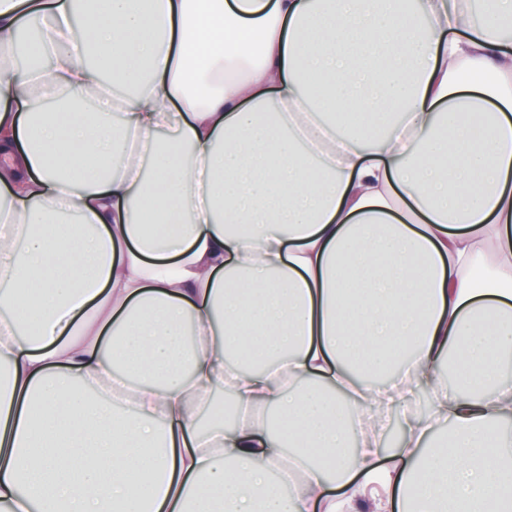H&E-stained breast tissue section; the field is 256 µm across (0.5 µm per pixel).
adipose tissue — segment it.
<instances>
[{
	"label": "adipose tissue",
	"mask_w": 512,
	"mask_h": 512,
	"mask_svg": "<svg viewBox=\"0 0 512 512\" xmlns=\"http://www.w3.org/2000/svg\"><path fill=\"white\" fill-rule=\"evenodd\" d=\"M75 2L0 0V503L512 512V0Z\"/></svg>",
	"instance_id": "adipose-tissue-1"
}]
</instances>
